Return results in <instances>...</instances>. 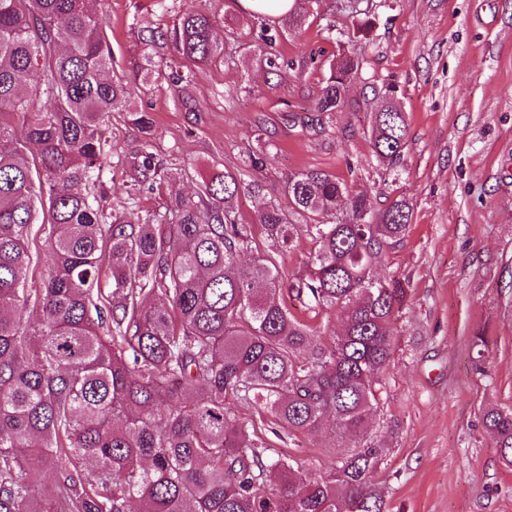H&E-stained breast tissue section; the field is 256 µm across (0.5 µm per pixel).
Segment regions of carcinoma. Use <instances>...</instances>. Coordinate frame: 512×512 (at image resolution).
Instances as JSON below:
<instances>
[{"mask_svg": "<svg viewBox=\"0 0 512 512\" xmlns=\"http://www.w3.org/2000/svg\"><path fill=\"white\" fill-rule=\"evenodd\" d=\"M214 26L195 11L144 31L173 49L158 63L183 68L224 58ZM111 61L91 0H0V512H129L132 502L138 512H383L371 478L387 447L369 425L408 288L376 263L405 237L413 205L402 196L375 214L335 176L295 174L285 201L256 216L284 245L313 242L291 278L239 222L231 201L242 182L229 169L173 196L164 224L133 211L108 223L89 186L101 127L131 111L132 95L104 77ZM361 67L332 61L315 111L343 108ZM23 76L34 81L26 96ZM370 138L400 171L408 124L393 98ZM134 171L141 185L158 176L146 151ZM342 199L349 217L322 221ZM37 223L49 225L52 269L29 288ZM285 286L310 311L339 310L343 332L324 343L276 301ZM31 305L32 329L20 318ZM239 402L294 434L330 417L350 445L326 474L275 459L236 416ZM483 424L512 467V411L489 408ZM35 471L48 475L43 492Z\"/></svg>", "mask_w": 512, "mask_h": 512, "instance_id": "obj_1", "label": "carcinoma"}]
</instances>
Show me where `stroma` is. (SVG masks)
Wrapping results in <instances>:
<instances>
[{
    "mask_svg": "<svg viewBox=\"0 0 512 512\" xmlns=\"http://www.w3.org/2000/svg\"><path fill=\"white\" fill-rule=\"evenodd\" d=\"M98 9L112 66L153 123L146 140L128 113L106 120L93 189L103 212L131 204L164 216L172 195L196 193L213 173L249 181L256 151L264 188L245 186L232 201L246 224L309 169L367 192L377 212L409 199L408 232L377 266L405 279L409 296L392 324L395 353L373 420L372 436L388 447L373 488L384 512H512V468L482 425L485 407L512 409V0H296L299 25L270 45L239 0H100ZM202 9L216 18L223 61L193 67L187 83L148 68L144 24L164 29ZM341 53L363 62L349 105L306 124ZM388 90L409 124L396 174L367 135ZM143 148L160 178L137 191L130 162ZM277 299L324 342L340 333L336 309L308 311L285 290ZM235 412L279 455L320 473L346 444L328 422L295 438L253 407Z\"/></svg>",
    "mask_w": 512,
    "mask_h": 512,
    "instance_id": "stroma-1",
    "label": "stroma"
}]
</instances>
